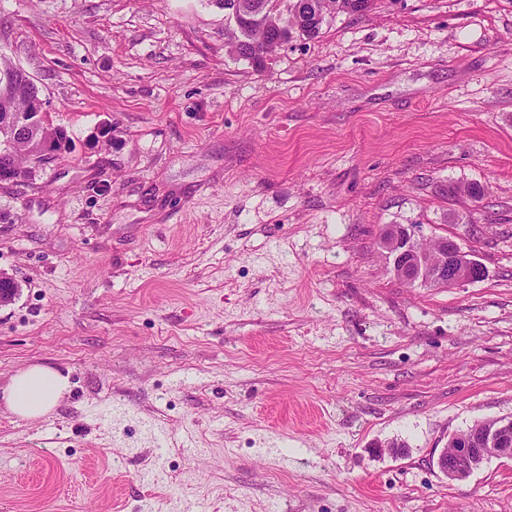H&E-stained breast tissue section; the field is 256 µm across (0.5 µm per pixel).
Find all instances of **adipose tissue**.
Masks as SVG:
<instances>
[{
	"label": "adipose tissue",
	"instance_id": "adipose-tissue-1",
	"mask_svg": "<svg viewBox=\"0 0 512 512\" xmlns=\"http://www.w3.org/2000/svg\"><path fill=\"white\" fill-rule=\"evenodd\" d=\"M70 391V380L60 371L32 365L14 374L0 396L10 412L29 420L46 417Z\"/></svg>",
	"mask_w": 512,
	"mask_h": 512
}]
</instances>
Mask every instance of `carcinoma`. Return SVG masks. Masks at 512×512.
<instances>
[{
	"label": "carcinoma",
	"mask_w": 512,
	"mask_h": 512,
	"mask_svg": "<svg viewBox=\"0 0 512 512\" xmlns=\"http://www.w3.org/2000/svg\"><path fill=\"white\" fill-rule=\"evenodd\" d=\"M374 0H224V8L245 12L254 4L258 7L255 20L245 21L238 28L235 52L241 59L252 64L262 62L265 55L274 50L273 41L285 42L295 37L314 39L321 34L323 26L338 15L362 16L368 12ZM33 149L26 141L13 148L9 160L0 158V164L14 165L22 173L28 172L32 164ZM466 195L482 197L483 188L477 183L448 185V196Z\"/></svg>",
	"instance_id": "cac0c4a2"
}]
</instances>
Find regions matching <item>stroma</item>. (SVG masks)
<instances>
[{"instance_id": "stroma-1", "label": "stroma", "mask_w": 512, "mask_h": 512, "mask_svg": "<svg viewBox=\"0 0 512 512\" xmlns=\"http://www.w3.org/2000/svg\"><path fill=\"white\" fill-rule=\"evenodd\" d=\"M236 35L221 0H0L71 142L0 182V388L71 384L0 398V512H512V460L436 466L512 417V0H374L259 69ZM390 224L483 278L400 281ZM70 391V380L60 371L32 365L14 374L3 390L10 412L25 419L46 417Z\"/></svg>"}]
</instances>
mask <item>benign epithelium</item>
<instances>
[{
  "label": "benign epithelium",
  "instance_id": "7a95c632",
  "mask_svg": "<svg viewBox=\"0 0 512 512\" xmlns=\"http://www.w3.org/2000/svg\"><path fill=\"white\" fill-rule=\"evenodd\" d=\"M21 98L27 109L21 113L10 110L0 114V153H12L15 141L31 142L35 159H46L68 147V141L58 132L52 137L41 135L45 127L46 101L40 97L34 78L22 68L0 76V97ZM436 259L431 261L415 226L391 224L381 233L380 245L392 258L397 277L407 282L428 281L440 287L474 283L484 269L469 252L452 238L435 239ZM512 459V419H497L480 433H462L449 438L446 448L438 455L437 468L450 480H464L490 458Z\"/></svg>",
  "mask_w": 512,
  "mask_h": 512
}]
</instances>
